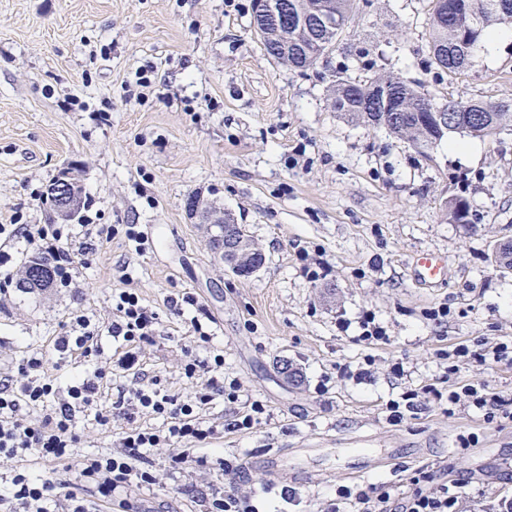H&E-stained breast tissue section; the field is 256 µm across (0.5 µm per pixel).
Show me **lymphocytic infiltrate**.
I'll use <instances>...</instances> for the list:
<instances>
[{
	"instance_id": "1",
	"label": "lymphocytic infiltrate",
	"mask_w": 512,
	"mask_h": 512,
	"mask_svg": "<svg viewBox=\"0 0 512 512\" xmlns=\"http://www.w3.org/2000/svg\"><path fill=\"white\" fill-rule=\"evenodd\" d=\"M0 236L24 239L41 254L54 261L53 285H75L77 266H91L98 254L92 244L93 227L89 224H1ZM113 318L107 327L93 324L82 314L70 318V331L57 337L52 353H31L12 361L0 374V459L14 460L28 456L45 462H58L73 469L76 481L66 484L53 478L34 477L26 468L12 469L5 481L6 493H0V512H96L97 502L126 504L132 487L155 485L149 454L157 448L179 445L173 455L176 464L195 463L206 468V457L191 458V448L220 439L217 422L206 418L203 410L214 393L240 391L238 381L219 384L215 374L224 367L223 351L212 355L213 373L205 388L193 395L180 396L161 387L157 377L145 373L138 345L153 340L159 333L154 312L145 306L136 292L122 290L112 295ZM108 332L123 340L127 350L116 364L132 372L133 380L118 400L105 395L101 383L108 371L97 369L93 377L76 380L60 387L56 370L65 367L73 354L89 357L99 352L98 337ZM54 374H45L46 365ZM443 401L449 408L467 406L478 410L484 420H512V396L489 392L485 382L471 380L439 389L428 384L405 393L401 400L388 403V418L398 423L405 410L422 403ZM92 412L96 427L109 430L113 418L127 420L116 449L91 456H77L81 438L75 416ZM152 419L149 427L141 419ZM435 474L428 468L415 470L406 491H377L373 485L342 488L339 496L349 501L355 512H457L458 497L448 485H435ZM92 487L97 499L88 501L80 495L82 487Z\"/></svg>"
}]
</instances>
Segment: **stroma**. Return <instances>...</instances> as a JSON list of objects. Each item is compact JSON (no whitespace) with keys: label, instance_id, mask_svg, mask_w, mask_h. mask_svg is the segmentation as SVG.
Here are the masks:
<instances>
[{"label":"stroma","instance_id":"35a3bbf8","mask_svg":"<svg viewBox=\"0 0 512 512\" xmlns=\"http://www.w3.org/2000/svg\"><path fill=\"white\" fill-rule=\"evenodd\" d=\"M253 0H0V224L45 221L47 192L68 164L81 173L93 223L137 225L135 252L123 236L78 268L76 287L0 298V359L51 351L70 313L112 318V293L135 290L157 313L160 334L144 345L145 368L174 393L195 386L184 360L224 352L237 402L215 396L207 418L222 439L202 455L233 464L263 449L286 452L280 480L248 471L243 481L193 466L172 467L171 449L151 452L153 488H132L133 512H197L208 494L257 492L266 512H327L342 487L405 486L425 463L452 457L472 496L512 497V425L486 424L467 407L431 402L392 424L388 401L448 374L438 353L512 338V272L493 260L512 241V130L451 136L429 149L383 128L343 119L327 102L341 68L352 77L393 75L422 84L442 103L512 101V25L474 66L454 78L429 69L427 0H355L336 49L308 70L276 63L251 26ZM153 89L138 96L136 72ZM231 212L265 255L243 278L215 259L186 209L188 196ZM460 197L466 224L450 223ZM422 252L444 257L443 284L418 287L410 266ZM326 277L312 280L317 264ZM192 295L209 317L210 342L195 341L178 300ZM447 305L448 317L426 319ZM373 313L387 338L360 340ZM349 327H342L341 319ZM402 363L405 373L393 375ZM370 365L364 380L341 367ZM259 400L269 417L250 430L235 420ZM473 434L471 448L456 445ZM402 449L391 467L354 476L343 444ZM316 471L299 483L291 470Z\"/></svg>","mask_w":512,"mask_h":512}]
</instances>
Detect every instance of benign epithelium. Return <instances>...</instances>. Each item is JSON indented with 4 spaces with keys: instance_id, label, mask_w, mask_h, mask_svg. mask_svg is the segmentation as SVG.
Wrapping results in <instances>:
<instances>
[{
    "instance_id": "obj_1",
    "label": "benign epithelium",
    "mask_w": 512,
    "mask_h": 512,
    "mask_svg": "<svg viewBox=\"0 0 512 512\" xmlns=\"http://www.w3.org/2000/svg\"><path fill=\"white\" fill-rule=\"evenodd\" d=\"M254 20L255 29L262 36L278 40L283 58L291 55L304 56L309 49L297 42L288 41V32L307 29L310 25L309 15L294 11L288 6V0H256ZM81 181L73 168L67 167L64 174L49 188L57 210V220L68 222L76 212L81 201ZM190 216L198 219L200 224H226L228 217L220 210L201 211L196 206H187ZM218 261L224 267L240 277H250L260 269L254 259L261 256L252 240L246 236L227 234L214 249Z\"/></svg>"
}]
</instances>
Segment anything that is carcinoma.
Returning a JSON list of instances; mask_svg holds the SVG:
<instances>
[{
    "label": "carcinoma",
    "instance_id": "carcinoma-1",
    "mask_svg": "<svg viewBox=\"0 0 512 512\" xmlns=\"http://www.w3.org/2000/svg\"><path fill=\"white\" fill-rule=\"evenodd\" d=\"M512 22V0H429V59L428 65L452 78L469 69L474 51L488 36L495 24ZM342 34L320 36L314 29L299 35L310 47L303 67L310 68L336 50ZM344 67L330 86L333 111L356 124L377 125L398 139L434 146L450 134L484 137L512 122V102H500L496 108H486L482 100L450 99L445 110L463 116L454 129L439 128L428 108L435 106L418 85L395 77H374L357 80L348 76ZM53 262L35 253L25 262L18 287L24 290L52 287Z\"/></svg>",
    "mask_w": 512,
    "mask_h": 512
}]
</instances>
